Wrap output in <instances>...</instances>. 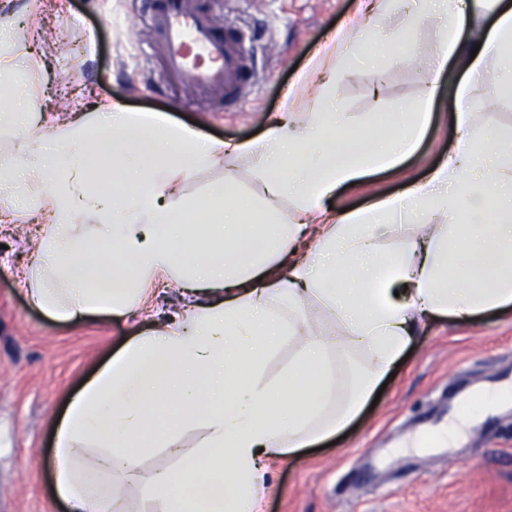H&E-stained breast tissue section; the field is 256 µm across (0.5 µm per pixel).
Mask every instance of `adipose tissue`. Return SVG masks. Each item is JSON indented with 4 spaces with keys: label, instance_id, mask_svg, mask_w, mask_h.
I'll return each mask as SVG.
<instances>
[{
    "label": "adipose tissue",
    "instance_id": "1",
    "mask_svg": "<svg viewBox=\"0 0 512 512\" xmlns=\"http://www.w3.org/2000/svg\"><path fill=\"white\" fill-rule=\"evenodd\" d=\"M401 4L370 0L325 45L309 110L286 96L254 141L205 138L119 103L60 114L0 98V141L12 145L0 153V196L14 215L49 218L21 268L32 301L78 322L137 314L154 289L177 296L59 419L54 494L69 512H116L104 469L134 467L141 448L178 446L186 410L205 429L204 458L163 481L154 512H262L270 462L344 430L425 322L512 306V128L486 133L469 103L472 81L512 42V0H415V16L446 19L424 57L429 74L458 50L474 55L451 90L460 136L405 194L345 214L325 206L399 165L423 136L428 113L405 107L391 137L363 139V119L333 95L374 22ZM242 157L292 217L251 223L256 202L229 177L203 197L185 194L197 174ZM389 239L396 251H383ZM296 336L306 342L282 381H265L264 361ZM339 354L356 359L344 392Z\"/></svg>",
    "mask_w": 512,
    "mask_h": 512
}]
</instances>
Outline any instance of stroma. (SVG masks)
I'll use <instances>...</instances> for the list:
<instances>
[{"instance_id":"1","label":"stroma","mask_w":512,"mask_h":512,"mask_svg":"<svg viewBox=\"0 0 512 512\" xmlns=\"http://www.w3.org/2000/svg\"><path fill=\"white\" fill-rule=\"evenodd\" d=\"M212 7L217 23L233 21L246 38L253 80L235 108L164 81L147 0H0V25L14 33L9 66L22 74L16 92L41 112H91L118 102L205 136L218 132L231 144L256 140L286 92L294 93L297 111L308 110L299 77L356 16L359 0H213ZM463 74L452 58L429 84L417 60L395 51L344 73L336 103L374 114V133L387 132L390 115L405 105H426L431 119L411 157L342 189L333 211L371 207L425 177L459 136L448 88ZM511 74L512 47L472 88L471 108L486 129L512 127V92L488 100ZM31 223H0V512H68L52 494L55 425L141 326L106 313L70 323L41 312L15 276L30 257ZM504 378L512 379V307L426 322L375 407L363 409L343 437L272 463L263 512H512L511 404H473L466 432L438 447L416 444L426 431L447 427L463 394ZM204 436L200 423L188 422L180 454L142 448L136 480L112 472L128 512H153L156 474L179 472L184 459L201 457Z\"/></svg>"}]
</instances>
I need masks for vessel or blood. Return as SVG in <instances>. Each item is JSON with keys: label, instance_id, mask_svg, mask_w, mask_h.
I'll list each match as a JSON object with an SVG mask.
<instances>
[{"label": "vessel or blood", "instance_id": "1", "mask_svg": "<svg viewBox=\"0 0 512 512\" xmlns=\"http://www.w3.org/2000/svg\"><path fill=\"white\" fill-rule=\"evenodd\" d=\"M155 32L165 48V76L198 91L237 100L248 66L242 34L217 26L199 0H156Z\"/></svg>", "mask_w": 512, "mask_h": 512}]
</instances>
